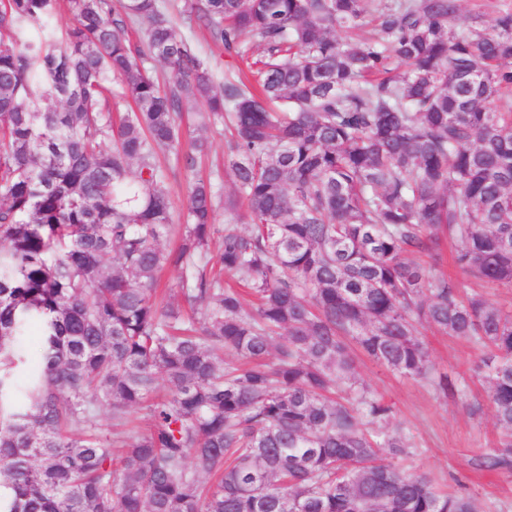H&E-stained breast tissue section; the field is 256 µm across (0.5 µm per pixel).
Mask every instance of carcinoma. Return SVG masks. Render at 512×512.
<instances>
[{"label":"carcinoma","instance_id":"carcinoma-1","mask_svg":"<svg viewBox=\"0 0 512 512\" xmlns=\"http://www.w3.org/2000/svg\"><path fill=\"white\" fill-rule=\"evenodd\" d=\"M66 3L62 37L30 41L56 0H0L8 512H477L387 461L409 443L381 433L392 407L355 352L427 379L420 326L489 349L503 442L475 466L512 471V309L408 260L448 237L469 279L512 288V4L484 26L462 0H378L374 33L343 40L368 0H183L188 30L240 56L264 47L251 88L216 84L160 0ZM114 78L134 105L117 124L102 107ZM191 100L206 106L197 128L229 122L234 193L195 182L176 226L158 154L178 150ZM165 269L200 317L157 300ZM32 332L22 402L15 345ZM140 407L146 428L116 447L99 435L101 410L127 426Z\"/></svg>","mask_w":512,"mask_h":512}]
</instances>
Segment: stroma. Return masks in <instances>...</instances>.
Here are the masks:
<instances>
[{
    "label": "stroma",
    "instance_id": "35a3bbf8",
    "mask_svg": "<svg viewBox=\"0 0 512 512\" xmlns=\"http://www.w3.org/2000/svg\"><path fill=\"white\" fill-rule=\"evenodd\" d=\"M194 39L212 56L220 79L249 74L252 63L263 56V48L257 44L250 45L246 56L227 54L202 29L195 30ZM201 136L207 142V151L197 158L194 171L180 168L175 155L160 157L162 165L172 171L170 201L177 224L183 221L188 187L194 177L217 183L221 193L233 190L231 176L224 169L223 126L207 128ZM423 337L435 375L457 380L454 394L447 396L427 381L394 374L366 357L356 359L360 381L393 410L386 432L402 434L411 445L408 454L395 457V464L411 472L427 473L439 488L465 494L478 512H512V474L482 472L472 465L473 458L497 448L501 441L492 409L486 403L483 351L469 341L431 330L424 331ZM477 401L483 407L475 415L470 406Z\"/></svg>",
    "mask_w": 512,
    "mask_h": 512
}]
</instances>
